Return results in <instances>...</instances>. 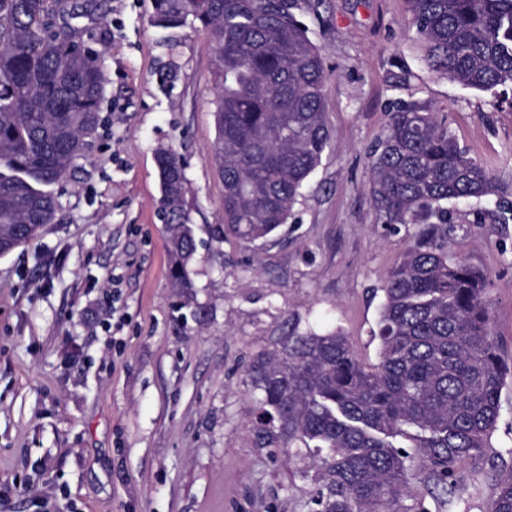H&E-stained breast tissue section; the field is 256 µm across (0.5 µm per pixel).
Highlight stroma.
<instances>
[{
    "instance_id": "obj_1",
    "label": "stroma",
    "mask_w": 512,
    "mask_h": 512,
    "mask_svg": "<svg viewBox=\"0 0 512 512\" xmlns=\"http://www.w3.org/2000/svg\"><path fill=\"white\" fill-rule=\"evenodd\" d=\"M107 83L94 147L54 188L59 211L0 256V512H312L314 457L260 447L245 369L290 330L337 329L376 363L382 288L416 227L385 233L369 146L396 103L439 112L512 204V109L430 71L406 0H318L303 17L323 58L330 142L268 242L224 233L210 37L152 22L153 0H96ZM186 165L198 255L190 297L168 278L157 148ZM452 248L490 280L512 364V221L448 206ZM512 469V381L480 454L445 498L423 474L398 512H491Z\"/></svg>"
}]
</instances>
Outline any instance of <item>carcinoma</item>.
I'll list each match as a JSON object with an SVG mask.
<instances>
[{
    "label": "carcinoma",
    "instance_id": "obj_1",
    "mask_svg": "<svg viewBox=\"0 0 512 512\" xmlns=\"http://www.w3.org/2000/svg\"><path fill=\"white\" fill-rule=\"evenodd\" d=\"M309 0H153L164 28L201 27L215 78L216 160L225 228L240 240L288 222L330 139L326 73L298 14ZM428 67L512 106V0H407ZM72 0H0V253L54 222L51 186L76 167L101 125L100 54L74 51L88 28ZM369 192L387 232L418 217L382 291L377 362L358 359L337 330H291L258 355L246 379L256 395L261 447L315 454L326 473L313 512H395L415 464L446 496L456 463L487 447L512 367L483 302L488 275L448 246V203H498L491 172L469 157L438 113L401 105L369 148ZM168 232L170 287L192 288L197 254L183 162L156 152ZM413 440L412 451L397 439ZM492 512H512V470Z\"/></svg>",
    "mask_w": 512,
    "mask_h": 512
}]
</instances>
